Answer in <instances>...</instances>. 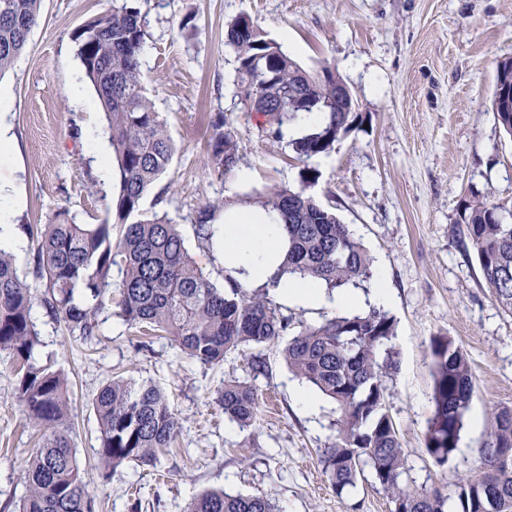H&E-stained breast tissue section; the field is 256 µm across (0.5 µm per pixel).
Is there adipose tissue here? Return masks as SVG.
<instances>
[{
  "label": "adipose tissue",
  "mask_w": 512,
  "mask_h": 512,
  "mask_svg": "<svg viewBox=\"0 0 512 512\" xmlns=\"http://www.w3.org/2000/svg\"><path fill=\"white\" fill-rule=\"evenodd\" d=\"M224 267L245 287L270 286L274 294L291 303L309 307H358L356 294L328 296L322 283L278 277L288 249V234L276 213L250 207H232L224 212L219 227Z\"/></svg>",
  "instance_id": "ef3b65f1"
}]
</instances>
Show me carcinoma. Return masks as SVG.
<instances>
[{
	"instance_id": "1",
	"label": "carcinoma",
	"mask_w": 512,
	"mask_h": 512,
	"mask_svg": "<svg viewBox=\"0 0 512 512\" xmlns=\"http://www.w3.org/2000/svg\"><path fill=\"white\" fill-rule=\"evenodd\" d=\"M42 0H0V76L27 46ZM146 17L132 0H113L112 10L85 23L76 35L77 55L108 121L118 173L112 200L115 222L78 224L62 210L29 233L39 236L32 258L42 283V303L72 336L90 340L99 333L103 312L132 329L162 333L190 359L210 366L245 348L288 337L284 359L296 376L336 403V439L323 453L324 474L336 495L355 487L364 467L391 493L394 512H490L491 502H512V409L496 413L491 439L480 449L482 474L462 479L456 489L407 491L401 487L404 454L386 409L384 374L392 365L389 347L395 322L385 311H366L295 323L268 297V288L251 292L230 274L216 287L188 255L177 225L157 215L139 218L141 201L166 171L175 143L143 84L141 56ZM235 54V97L264 118L267 136L278 142L283 127L303 112L323 120L311 132L289 141L302 163L299 185L275 187L258 201L277 213L288 232L281 274L316 279L327 289L360 288L372 278V259L364 245L332 208L311 192L318 174L309 161L327 155L338 141L362 124L355 112H338L336 69L308 71L247 16L226 32ZM211 127V167L224 173L241 159L240 145L226 114ZM219 202L197 217V235L212 241L211 221ZM501 205L472 192L459 206V223L483 279L498 303L512 312V222L500 223ZM120 274L114 280V274ZM34 296L12 255L0 248V353L18 368L16 394L27 421L38 428L41 444L31 454L22 478L27 495L17 512H95L96 502L71 442L68 380L60 370L35 361L39 332L32 320ZM435 412L427 450L443 465L457 448L474 388L471 366L454 341L436 336ZM224 415L240 428L256 420L253 386L224 382ZM101 432L99 471L107 479L130 462L154 467L181 432V422L162 390L151 382L112 380L93 399ZM186 512H280L266 495H228L222 490L194 497Z\"/></svg>"
}]
</instances>
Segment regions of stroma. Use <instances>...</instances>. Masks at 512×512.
Returning a JSON list of instances; mask_svg holds the SVG:
<instances>
[{
    "label": "stroma",
    "instance_id": "obj_1",
    "mask_svg": "<svg viewBox=\"0 0 512 512\" xmlns=\"http://www.w3.org/2000/svg\"><path fill=\"white\" fill-rule=\"evenodd\" d=\"M146 15L142 72L177 151L144 215L177 224L196 266L216 286L224 264L215 244L198 240L200 207L240 204L273 186H296L300 164L287 142L270 141L263 117L234 96V54L224 27L246 15L307 69L335 67L364 121L332 153L312 159L315 196L334 209L383 268L396 325V367L384 377L387 409L404 452V485L447 489L481 472L479 450L495 415L512 409V314L486 285L458 223L461 200L476 191L512 209V136L498 125L492 101L499 60L512 57V0H138ZM112 0H42L28 45L0 77V124L15 149L0 157V183L18 205L7 221L22 246L12 255L29 277L37 248L25 225L60 210L80 224L112 222V162L104 115L76 55L74 35ZM232 120L238 165L215 173L209 164L211 118ZM39 361H51L70 383L72 442L97 512H185L198 493L265 495L282 512H393L373 480L336 495L323 473L336 437V406L295 377L283 341L227 355L204 366L165 338L141 337L109 313L91 341L34 304ZM452 338L468 358L474 393L461 438L445 466L426 448L435 411L431 340ZM265 375L252 376L250 356ZM149 381L166 394L182 428L157 468L129 464L110 479L97 469L100 427L92 399L112 377ZM252 383L259 398L246 430L224 415L225 381ZM310 393L305 409L299 393ZM37 446L26 425L9 358L0 356V512H16L26 493L21 474Z\"/></svg>",
    "mask_w": 512,
    "mask_h": 512
}]
</instances>
